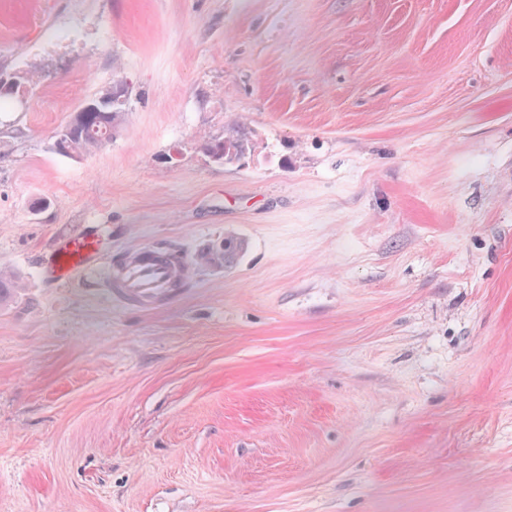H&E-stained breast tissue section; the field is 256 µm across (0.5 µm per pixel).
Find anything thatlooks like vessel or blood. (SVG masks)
<instances>
[{"instance_id": "obj_1", "label": "vessel or blood", "mask_w": 512, "mask_h": 512, "mask_svg": "<svg viewBox=\"0 0 512 512\" xmlns=\"http://www.w3.org/2000/svg\"><path fill=\"white\" fill-rule=\"evenodd\" d=\"M101 242L96 233L68 236L52 253L44 269L48 278L62 281L82 269L96 274ZM189 264L164 251L141 247L129 252L107 270L104 283L113 295L130 305L154 309L170 302L181 291Z\"/></svg>"}]
</instances>
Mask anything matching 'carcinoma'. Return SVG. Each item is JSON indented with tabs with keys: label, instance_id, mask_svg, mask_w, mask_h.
I'll use <instances>...</instances> for the list:
<instances>
[{
	"label": "carcinoma",
	"instance_id": "obj_1",
	"mask_svg": "<svg viewBox=\"0 0 512 512\" xmlns=\"http://www.w3.org/2000/svg\"><path fill=\"white\" fill-rule=\"evenodd\" d=\"M128 98V89L115 82L99 96L90 99L98 107L96 112H82L70 116L56 133L54 146L64 155L70 156L103 145L98 136L102 129H115L121 121L122 108ZM204 149L209 155L226 164L241 160L246 151L244 140L236 135L222 140H207ZM244 250V242L230 234L224 236V244L210 246L200 252L199 259L205 262H224L230 268L236 264Z\"/></svg>",
	"mask_w": 512,
	"mask_h": 512
}]
</instances>
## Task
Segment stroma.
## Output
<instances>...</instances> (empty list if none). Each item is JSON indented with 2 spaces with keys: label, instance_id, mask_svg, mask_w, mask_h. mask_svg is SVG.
Segmentation results:
<instances>
[{
  "label": "stroma",
  "instance_id": "obj_1",
  "mask_svg": "<svg viewBox=\"0 0 512 512\" xmlns=\"http://www.w3.org/2000/svg\"><path fill=\"white\" fill-rule=\"evenodd\" d=\"M0 70V512H512V0H0ZM127 98V87L121 82H115L99 96L88 100L100 112H80L88 106H82L78 112H74L56 133V150L64 156H70L103 145L98 139L101 130L109 128L111 132L114 131L121 121L122 108ZM203 147L212 158L224 164L240 161L247 149L244 140L237 134L224 140H207ZM101 254V242L94 232L68 236L52 253L44 274L53 280L63 281L75 270H85L95 275ZM244 250V242L235 235H225L224 245L210 246L200 252L199 259L205 262H224V269L236 264ZM188 270V261L174 260L158 249L140 247L109 267L104 283L113 295L148 310L175 298Z\"/></svg>",
  "mask_w": 512,
  "mask_h": 512
}]
</instances>
